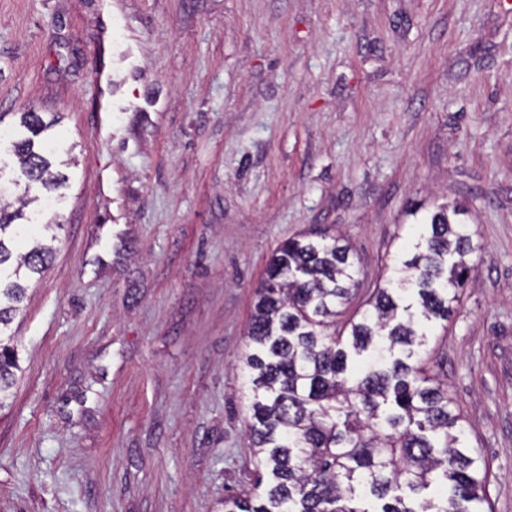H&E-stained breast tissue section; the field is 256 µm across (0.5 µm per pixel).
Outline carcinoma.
I'll use <instances>...</instances> for the list:
<instances>
[{
    "label": "carcinoma",
    "instance_id": "1",
    "mask_svg": "<svg viewBox=\"0 0 512 512\" xmlns=\"http://www.w3.org/2000/svg\"><path fill=\"white\" fill-rule=\"evenodd\" d=\"M57 119L20 113L11 136L20 206L0 205V331L44 272L24 209L58 204L69 176L54 167ZM459 208L424 214L366 309L336 327L361 284L352 248L324 229L284 241L255 291L240 363L259 455L256 488L224 512H492L485 461L470 447L447 386L424 365L431 328L448 321L478 251ZM14 348L0 343V408L16 384Z\"/></svg>",
    "mask_w": 512,
    "mask_h": 512
}]
</instances>
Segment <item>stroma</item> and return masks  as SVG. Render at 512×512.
Returning <instances> with one entry per match:
<instances>
[{
	"label": "stroma",
	"mask_w": 512,
	"mask_h": 512,
	"mask_svg": "<svg viewBox=\"0 0 512 512\" xmlns=\"http://www.w3.org/2000/svg\"><path fill=\"white\" fill-rule=\"evenodd\" d=\"M28 111L76 164L9 328L0 512H222L271 254L329 229L372 288L453 202L480 250L423 356L512 512V0H0Z\"/></svg>",
	"instance_id": "stroma-1"
}]
</instances>
